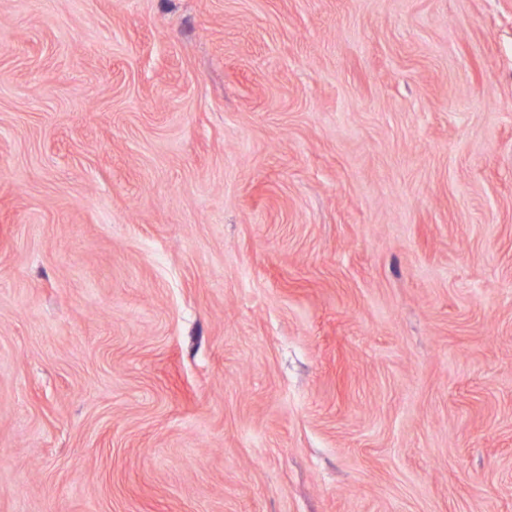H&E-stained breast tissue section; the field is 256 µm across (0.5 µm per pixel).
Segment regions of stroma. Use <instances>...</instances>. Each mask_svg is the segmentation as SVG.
Listing matches in <instances>:
<instances>
[{"mask_svg":"<svg viewBox=\"0 0 512 512\" xmlns=\"http://www.w3.org/2000/svg\"><path fill=\"white\" fill-rule=\"evenodd\" d=\"M0 512H512V0H0Z\"/></svg>","mask_w":512,"mask_h":512,"instance_id":"stroma-1","label":"stroma"}]
</instances>
